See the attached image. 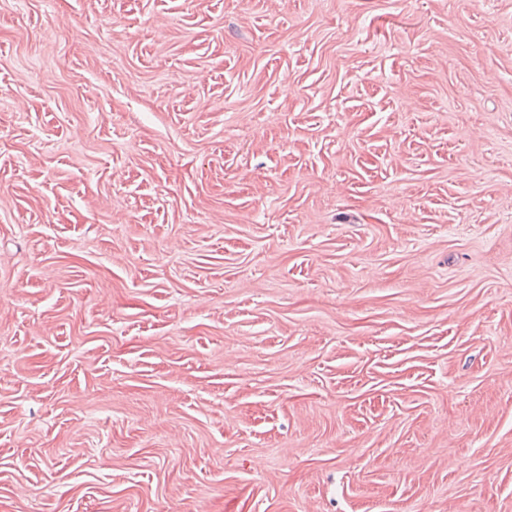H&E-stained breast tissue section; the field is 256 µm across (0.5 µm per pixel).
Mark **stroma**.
<instances>
[{
  "label": "stroma",
  "mask_w": 512,
  "mask_h": 512,
  "mask_svg": "<svg viewBox=\"0 0 512 512\" xmlns=\"http://www.w3.org/2000/svg\"><path fill=\"white\" fill-rule=\"evenodd\" d=\"M0 512H512V0H0Z\"/></svg>",
  "instance_id": "1"
}]
</instances>
